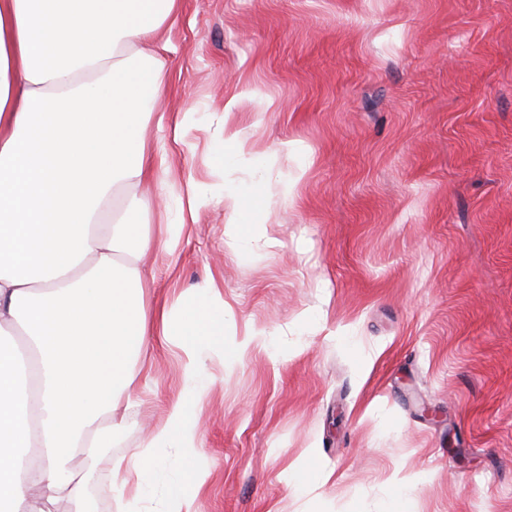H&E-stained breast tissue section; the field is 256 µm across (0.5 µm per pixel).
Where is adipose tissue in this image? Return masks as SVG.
<instances>
[{
    "mask_svg": "<svg viewBox=\"0 0 512 512\" xmlns=\"http://www.w3.org/2000/svg\"><path fill=\"white\" fill-rule=\"evenodd\" d=\"M180 0H0V512H94L84 486L127 425L135 365L152 336L181 351V390L112 491L125 512H195L208 474L192 417L208 398L211 360L233 368L269 332L237 334L213 279L150 310L145 258L174 248L207 192L236 216L235 247L277 246L264 171L235 131L208 159L212 184L188 182L177 221L150 192L167 171L147 104L163 86L157 49ZM127 189L123 209L112 207ZM156 212L158 233L138 217Z\"/></svg>",
    "mask_w": 512,
    "mask_h": 512,
    "instance_id": "obj_1",
    "label": "adipose tissue"
}]
</instances>
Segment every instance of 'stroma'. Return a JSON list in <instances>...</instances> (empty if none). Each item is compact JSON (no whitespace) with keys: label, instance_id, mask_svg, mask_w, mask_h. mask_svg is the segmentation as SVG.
Wrapping results in <instances>:
<instances>
[{"label":"stroma","instance_id":"35a3bbf8","mask_svg":"<svg viewBox=\"0 0 512 512\" xmlns=\"http://www.w3.org/2000/svg\"><path fill=\"white\" fill-rule=\"evenodd\" d=\"M165 39L171 210L228 127L301 178L265 191L277 247L238 254L213 201L149 254L152 303L214 277L237 330L282 352L214 368L197 508L387 512L408 477L409 512H512V0H181ZM178 363L152 341L103 472L163 418ZM308 448L312 491L282 478Z\"/></svg>","mask_w":512,"mask_h":512}]
</instances>
